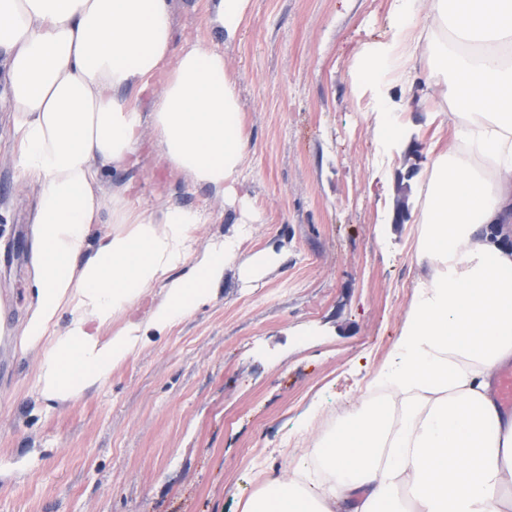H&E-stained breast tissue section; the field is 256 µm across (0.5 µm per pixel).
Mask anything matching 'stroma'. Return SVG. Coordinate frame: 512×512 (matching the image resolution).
<instances>
[{
  "mask_svg": "<svg viewBox=\"0 0 512 512\" xmlns=\"http://www.w3.org/2000/svg\"><path fill=\"white\" fill-rule=\"evenodd\" d=\"M174 47L224 54L250 145L240 181L264 210L212 300L149 341L93 396L51 414L29 394L36 352L0 337V512H242L291 458L307 455L391 357L425 273L415 259L418 184L433 116L419 86L379 98L353 87L354 53L387 39L390 0H251L224 40L205 0H171ZM405 104L403 146L376 112ZM133 205L206 216L198 248L233 236L238 206L158 164L151 127ZM35 193L0 152V324L25 307ZM272 264L242 280L261 253Z\"/></svg>",
  "mask_w": 512,
  "mask_h": 512,
  "instance_id": "1",
  "label": "stroma"
}]
</instances>
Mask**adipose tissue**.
Returning <instances> with one entry per match:
<instances>
[{
  "label": "adipose tissue",
  "mask_w": 512,
  "mask_h": 512,
  "mask_svg": "<svg viewBox=\"0 0 512 512\" xmlns=\"http://www.w3.org/2000/svg\"><path fill=\"white\" fill-rule=\"evenodd\" d=\"M388 43L358 53L355 90L423 77L448 119L421 185L417 256L428 269L379 373L387 404L350 405L306 458L243 512H512V413L495 396L512 363V0H393ZM160 83L149 114L140 94ZM9 152L34 186L27 306L12 335L36 349L44 411L88 397L150 333L216 296L241 236L195 247V208H137L102 175L138 160L144 125L200 189L241 202L249 137L224 55L173 46L169 0H0ZM145 316H138V309Z\"/></svg>",
  "instance_id": "obj_1"
}]
</instances>
